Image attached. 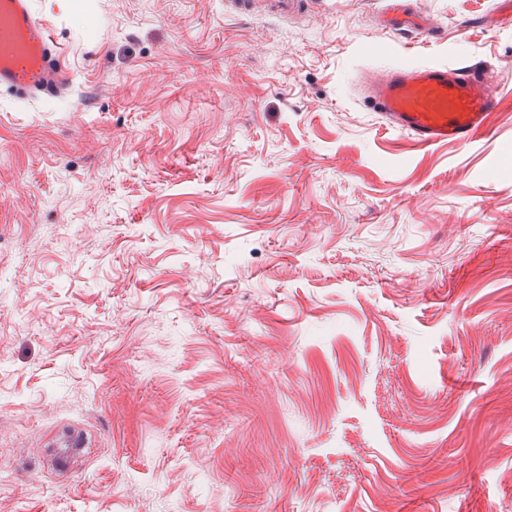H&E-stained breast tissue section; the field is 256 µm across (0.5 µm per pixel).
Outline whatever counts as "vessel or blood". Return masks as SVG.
<instances>
[{"mask_svg": "<svg viewBox=\"0 0 512 512\" xmlns=\"http://www.w3.org/2000/svg\"><path fill=\"white\" fill-rule=\"evenodd\" d=\"M393 34L427 35L438 25L422 11L393 5ZM61 51L36 15L34 0H0V88L16 102L57 95L69 85ZM363 101L382 124L416 147L469 145L487 137L503 104V90L488 68L447 63L400 64L363 73Z\"/></svg>", "mask_w": 512, "mask_h": 512, "instance_id": "1", "label": "vessel or blood"}]
</instances>
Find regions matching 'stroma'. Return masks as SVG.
Listing matches in <instances>:
<instances>
[{
  "mask_svg": "<svg viewBox=\"0 0 512 512\" xmlns=\"http://www.w3.org/2000/svg\"><path fill=\"white\" fill-rule=\"evenodd\" d=\"M72 75L0 89V512H512V26L495 0H36ZM486 61L420 150L364 70ZM79 434L69 471L56 449ZM399 1L401 0L391 1V4L393 5L391 13H394V17L391 18V20H395V22H388L382 25L383 29H386L387 32L393 33L394 35H402L406 33L427 35L440 28L437 23H434L420 9L409 10Z\"/></svg>",
  "mask_w": 512,
  "mask_h": 512,
  "instance_id": "stroma-1",
  "label": "stroma"
}]
</instances>
